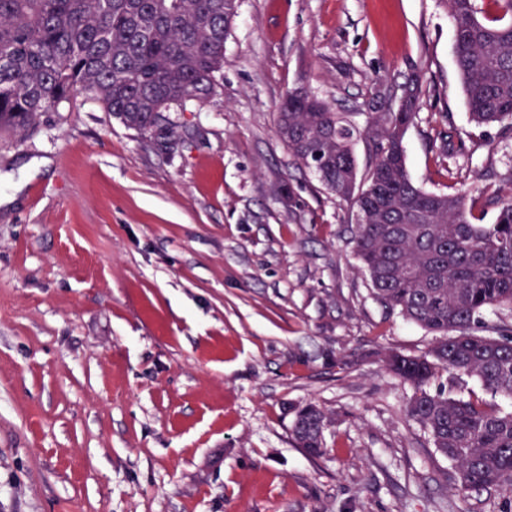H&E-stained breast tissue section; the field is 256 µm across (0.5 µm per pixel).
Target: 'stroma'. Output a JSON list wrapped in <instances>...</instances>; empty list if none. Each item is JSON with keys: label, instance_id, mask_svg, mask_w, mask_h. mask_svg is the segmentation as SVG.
<instances>
[{"label": "stroma", "instance_id": "1", "mask_svg": "<svg viewBox=\"0 0 512 512\" xmlns=\"http://www.w3.org/2000/svg\"><path fill=\"white\" fill-rule=\"evenodd\" d=\"M454 27L446 0H238L175 143L81 99L0 139V512H491L377 357L435 335L371 296L349 203L276 133L290 90L361 125L375 84L421 75L409 173L493 223L512 132L470 121ZM306 401L334 416L317 460L290 433Z\"/></svg>", "mask_w": 512, "mask_h": 512}]
</instances>
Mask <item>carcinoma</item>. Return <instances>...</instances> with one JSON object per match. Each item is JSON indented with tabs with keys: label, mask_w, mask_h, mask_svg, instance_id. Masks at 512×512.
<instances>
[{
	"label": "carcinoma",
	"mask_w": 512,
	"mask_h": 512,
	"mask_svg": "<svg viewBox=\"0 0 512 512\" xmlns=\"http://www.w3.org/2000/svg\"><path fill=\"white\" fill-rule=\"evenodd\" d=\"M483 20L476 0H448L453 52L471 120L512 129V0ZM238 0H0V136L22 137L46 112L77 96L97 102L127 128L166 140L167 112L217 94L224 44ZM401 112H370L359 129L345 112L302 89L289 91L277 132L295 164L352 205L353 243L380 304L437 335L426 356L378 353L412 388L408 420L452 467L451 489L499 492L512 512V411L458 391L476 378L512 399V323L479 335L483 313L512 306V187L496 195L492 224H477L465 196L425 191L406 167L403 140L426 88L404 83ZM370 155L359 168L354 145ZM436 389H431L433 382ZM291 436L312 459L326 456L332 415L316 403L292 407Z\"/></svg>",
	"instance_id": "carcinoma-1"
}]
</instances>
